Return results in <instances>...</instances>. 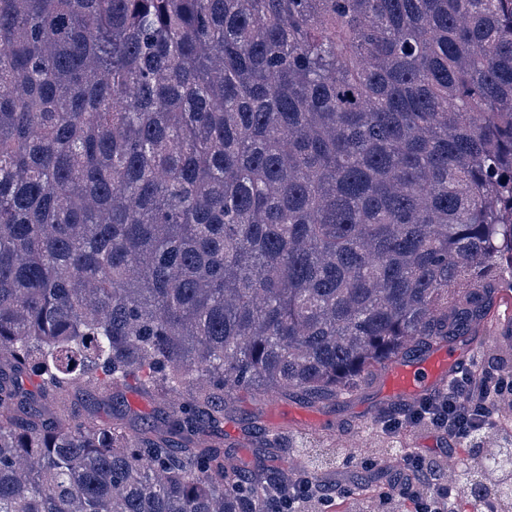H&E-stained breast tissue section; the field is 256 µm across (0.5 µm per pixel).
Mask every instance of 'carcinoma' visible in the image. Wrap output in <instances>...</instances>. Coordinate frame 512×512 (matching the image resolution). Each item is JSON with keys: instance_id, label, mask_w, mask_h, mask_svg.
<instances>
[{"instance_id": "cac0c4a2", "label": "carcinoma", "mask_w": 512, "mask_h": 512, "mask_svg": "<svg viewBox=\"0 0 512 512\" xmlns=\"http://www.w3.org/2000/svg\"><path fill=\"white\" fill-rule=\"evenodd\" d=\"M503 288L512 0H0V512H292L237 395L336 399ZM131 380L170 429L74 414Z\"/></svg>"}]
</instances>
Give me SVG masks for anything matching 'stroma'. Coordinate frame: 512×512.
Instances as JSON below:
<instances>
[{"mask_svg": "<svg viewBox=\"0 0 512 512\" xmlns=\"http://www.w3.org/2000/svg\"><path fill=\"white\" fill-rule=\"evenodd\" d=\"M453 347L462 359V370L510 367L512 319L500 315L488 322L480 335L455 341ZM392 368L389 362L374 366L354 392L333 401L310 403L294 397L240 393L235 412L224 420V448L238 459L253 461L256 448L250 443L251 436L274 428L303 447L336 444L341 453L335 468L319 474L332 496L325 512H355L359 507L368 512H414L409 498L382 500V493L394 480L397 465L392 457L379 456L378 448L401 443L426 454L439 452L443 470L430 476L429 482L434 486L444 482L456 464L467 461L471 451L420 425L406 423L397 432L383 431L386 411L391 406L386 383ZM75 410L104 423L111 422L118 412L128 414L138 426L163 427L168 423L161 404L133 388L114 398L96 385H82Z\"/></svg>", "mask_w": 512, "mask_h": 512, "instance_id": "1", "label": "stroma"}]
</instances>
